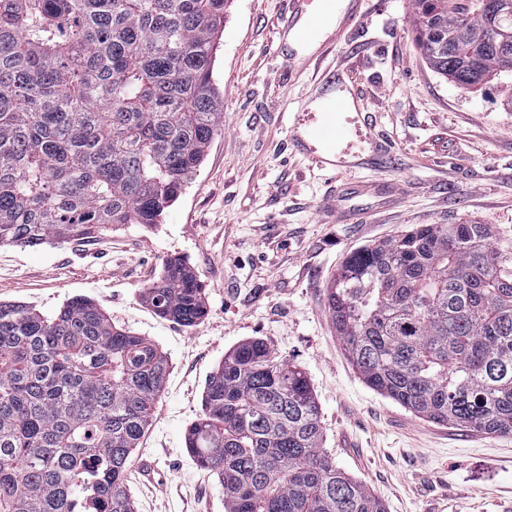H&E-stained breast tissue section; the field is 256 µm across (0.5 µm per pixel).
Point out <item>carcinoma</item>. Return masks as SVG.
<instances>
[{"mask_svg": "<svg viewBox=\"0 0 512 512\" xmlns=\"http://www.w3.org/2000/svg\"><path fill=\"white\" fill-rule=\"evenodd\" d=\"M227 0H0V246L151 227L223 127L213 81ZM417 45L460 86L504 71L484 0H413ZM142 297L206 313L180 257ZM346 356L373 390L438 424L512 436V242L487 224H418L351 253L327 286ZM152 341L75 297L0 302V512H133L131 455L169 375ZM186 445L224 512H386L324 448L305 372L259 338L224 354Z\"/></svg>", "mask_w": 512, "mask_h": 512, "instance_id": "carcinoma-1", "label": "carcinoma"}]
</instances>
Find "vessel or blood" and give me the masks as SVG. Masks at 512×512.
I'll return each mask as SVG.
<instances>
[{
	"label": "vessel or blood",
	"instance_id": "obj_1",
	"mask_svg": "<svg viewBox=\"0 0 512 512\" xmlns=\"http://www.w3.org/2000/svg\"><path fill=\"white\" fill-rule=\"evenodd\" d=\"M290 13L278 31L287 44L283 60L289 67L307 66L335 47L337 38L356 25L360 0H289ZM362 91L351 90L343 79L324 78L319 91L303 99L288 115L291 150L324 173L356 174L384 161L375 148L373 115L364 111Z\"/></svg>",
	"mask_w": 512,
	"mask_h": 512
}]
</instances>
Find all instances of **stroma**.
Instances as JSON below:
<instances>
[{
	"label": "stroma",
	"mask_w": 512,
	"mask_h": 512,
	"mask_svg": "<svg viewBox=\"0 0 512 512\" xmlns=\"http://www.w3.org/2000/svg\"><path fill=\"white\" fill-rule=\"evenodd\" d=\"M411 11L412 0H363L358 32L324 61L362 87L392 152L361 180L408 187L396 204L359 196L365 223L322 214L330 181L288 146L281 115L315 89L314 67L289 70L278 52L288 0H229L213 71L224 128L159 223L79 244L0 247V302L49 316L85 296L167 354L170 374L135 452L152 456L162 485L130 468L136 512H224L222 485L196 465L185 437L210 373L254 337L306 373L326 449L386 512H512V436L436 424L371 389L327 306L326 287L350 251L413 225L488 224L512 240V74L470 90L439 76L416 45ZM175 256L202 288L206 314L191 327L142 299Z\"/></svg>",
	"instance_id": "obj_1"
}]
</instances>
